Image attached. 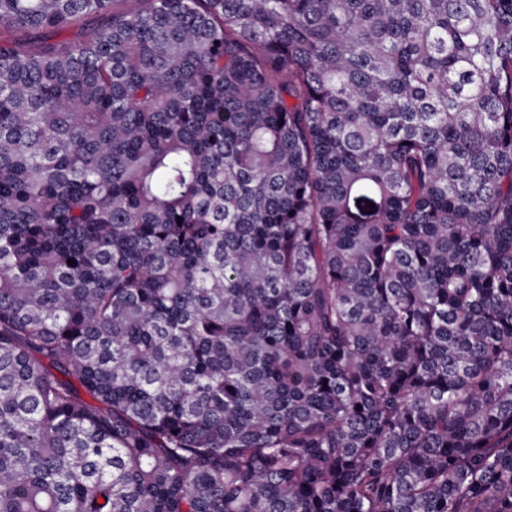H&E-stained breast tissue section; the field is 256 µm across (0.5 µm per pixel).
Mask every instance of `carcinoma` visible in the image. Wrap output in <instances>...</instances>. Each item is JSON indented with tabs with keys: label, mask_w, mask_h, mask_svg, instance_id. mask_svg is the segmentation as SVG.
Returning <instances> with one entry per match:
<instances>
[{
	"label": "carcinoma",
	"mask_w": 512,
	"mask_h": 512,
	"mask_svg": "<svg viewBox=\"0 0 512 512\" xmlns=\"http://www.w3.org/2000/svg\"><path fill=\"white\" fill-rule=\"evenodd\" d=\"M0 512H512V0H0Z\"/></svg>",
	"instance_id": "carcinoma-1"
}]
</instances>
